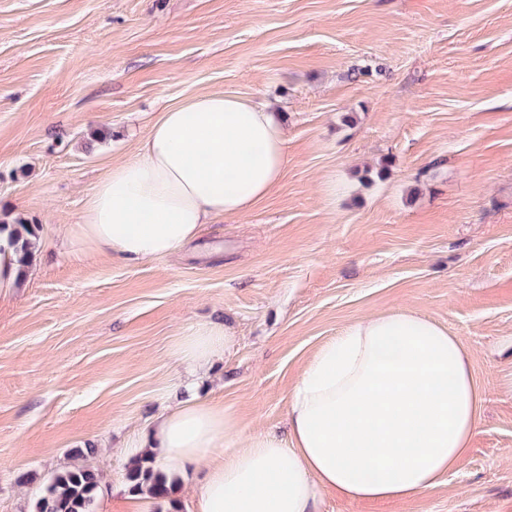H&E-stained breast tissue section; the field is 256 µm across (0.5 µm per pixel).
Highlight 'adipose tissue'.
Segmentation results:
<instances>
[{
  "label": "adipose tissue",
  "instance_id": "adipose-tissue-1",
  "mask_svg": "<svg viewBox=\"0 0 512 512\" xmlns=\"http://www.w3.org/2000/svg\"><path fill=\"white\" fill-rule=\"evenodd\" d=\"M287 165L279 113L221 92L190 97L161 112L136 154L98 181L68 243L128 263L169 256L202 225L252 210ZM18 231L0 226V300L24 284ZM229 344L223 326L205 324L177 354L200 372ZM483 403L459 338L397 309L320 346L290 392L286 434L239 428L223 404L186 392L125 454H149L171 480L196 470L199 512H322L327 491L390 501L437 489L467 453Z\"/></svg>",
  "mask_w": 512,
  "mask_h": 512
}]
</instances>
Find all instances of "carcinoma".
Returning <instances> with one entry per match:
<instances>
[{
    "instance_id": "carcinoma-1",
    "label": "carcinoma",
    "mask_w": 512,
    "mask_h": 512,
    "mask_svg": "<svg viewBox=\"0 0 512 512\" xmlns=\"http://www.w3.org/2000/svg\"><path fill=\"white\" fill-rule=\"evenodd\" d=\"M130 490L148 493L155 500L172 499L175 486L158 476L151 459L144 457L134 463L126 473ZM101 488L97 470L88 464H73L57 472L46 485L36 502L37 512H89Z\"/></svg>"
}]
</instances>
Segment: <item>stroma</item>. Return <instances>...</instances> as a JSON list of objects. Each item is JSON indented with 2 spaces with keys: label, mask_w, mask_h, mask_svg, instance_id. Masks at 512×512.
Wrapping results in <instances>:
<instances>
[{
  "label": "stroma",
  "mask_w": 512,
  "mask_h": 512,
  "mask_svg": "<svg viewBox=\"0 0 512 512\" xmlns=\"http://www.w3.org/2000/svg\"><path fill=\"white\" fill-rule=\"evenodd\" d=\"M210 92L285 114L271 194L166 258L75 256L64 229L113 162ZM20 223L39 254L0 303V512H35L90 440L92 512H138L123 445L190 382L196 325L231 331L205 397L282 433L321 344L402 308L469 354L471 448L434 491L322 512H512V0H0V224Z\"/></svg>",
  "instance_id": "1"
}]
</instances>
